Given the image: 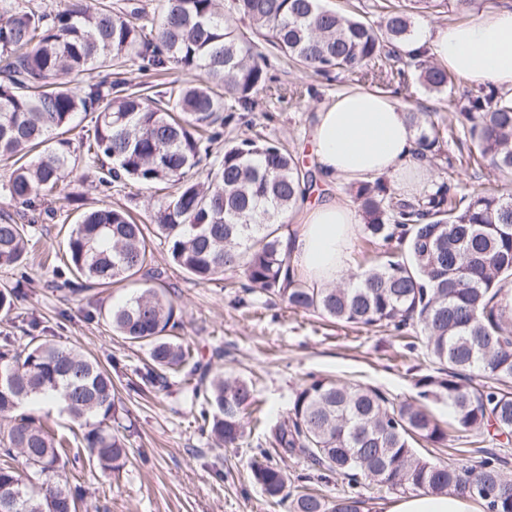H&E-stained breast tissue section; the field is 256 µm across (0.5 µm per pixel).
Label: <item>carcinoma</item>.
<instances>
[{
  "instance_id": "obj_1",
  "label": "carcinoma",
  "mask_w": 512,
  "mask_h": 512,
  "mask_svg": "<svg viewBox=\"0 0 512 512\" xmlns=\"http://www.w3.org/2000/svg\"><path fill=\"white\" fill-rule=\"evenodd\" d=\"M434 0H399L383 6L378 22L345 16L320 0H156L153 14L112 0H66L40 11L0 0V163L11 169L0 200V267H17L27 254L31 225L42 205L59 197L76 174L77 158L99 185L121 192L129 185L158 187L166 196L149 222L126 208L83 214L66 234L59 291L129 283L124 304L91 307L125 342L144 349L137 391L165 390L183 370L199 375L192 386L194 419L217 445L235 447L248 419L262 413L251 380L211 379L189 347L169 334L175 306L157 282L153 239L163 241L173 265L199 282L235 272L251 293L275 296L289 308L337 324L417 334L440 376L415 382L419 400H390L379 389L311 376L293 393L288 416L265 423L272 450H260L250 477L275 503L291 497V512H363L360 489L371 484L404 493H469L472 484L503 486L504 458L493 453L472 465L421 456L416 445L444 447L448 428L428 403L448 399L460 432L512 442V315L502 300L512 285V193L458 194L453 177L428 194L396 197L381 178L348 191L359 203L365 239L394 244L403 253L346 285L317 288L290 269L283 247L284 218L306 198L315 173L284 146L254 131L224 139L230 125L253 127L254 96L274 82L266 50L326 78L391 73L400 87L413 76L425 89L453 98L456 79L425 51L404 46L414 36L413 12ZM407 58L404 66L394 62ZM149 81L129 88V64ZM198 71L185 85L164 79L169 66ZM96 72L70 88L60 73ZM98 111L93 136L74 147L67 134L79 112ZM417 155L443 154L448 134L469 144L468 160L446 155L448 168L485 162L512 172V95L487 83L464 95L453 125L430 112H409ZM25 292L0 289L9 314ZM55 395L61 410L83 430L96 465L118 472L126 458L120 404L112 375L91 356L51 339L30 336L21 349L0 342V414L12 424L0 434V512H77L82 486L68 480L26 481L20 467L59 473L73 461L67 441L43 416L26 410L38 396ZM298 457L320 472L348 479L329 498L287 492L284 457ZM485 512H512V494H473Z\"/></svg>"
}]
</instances>
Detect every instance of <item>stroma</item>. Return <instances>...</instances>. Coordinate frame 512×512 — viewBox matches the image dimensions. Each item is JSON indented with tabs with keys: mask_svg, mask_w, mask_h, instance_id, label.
<instances>
[{
	"mask_svg": "<svg viewBox=\"0 0 512 512\" xmlns=\"http://www.w3.org/2000/svg\"><path fill=\"white\" fill-rule=\"evenodd\" d=\"M271 72L278 88L256 95L252 115L269 140L298 155L312 152L310 129L321 103L353 88L372 87L357 76L337 82L312 77L285 59L272 60ZM301 86L311 87V94L295 95ZM398 101L406 110L448 119L459 110L458 103L415 81L399 91ZM65 192V198L49 202V216L34 225L37 250L28 254L23 268H0V289L19 282L26 292L16 309L0 318V336L26 344L28 322L34 318L40 323L39 335L78 347L112 373L133 424L125 434L127 458L117 474L86 462L70 470V477L84 488L82 512H288L287 506L272 504L247 476L265 443L262 427L246 432L239 447L220 448L198 430L182 385L147 396L133 390L142 350L114 336L103 319L84 317L90 304L122 302L132 286L119 283L80 296L50 286L54 267L65 262L67 224L77 221L81 210L128 203L145 214L157 202L154 193L141 191L132 201L122 193L106 194L91 174L73 178ZM71 197L79 200L80 210H69ZM65 209L70 212L66 219L61 216ZM153 265L177 308L174 336L195 349L212 373L250 377L270 418L287 417L294 390L311 374L370 385L389 398L410 400L417 396L416 379L438 372L424 349L409 350L392 332L342 326L289 309L277 298L241 296L235 275H225L219 283L198 282L172 267L163 246H156Z\"/></svg>",
	"mask_w": 512,
	"mask_h": 512,
	"instance_id": "35a3bbf8",
	"label": "stroma"
}]
</instances>
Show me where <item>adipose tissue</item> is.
<instances>
[{
  "mask_svg": "<svg viewBox=\"0 0 512 512\" xmlns=\"http://www.w3.org/2000/svg\"><path fill=\"white\" fill-rule=\"evenodd\" d=\"M411 47L426 49L434 62L462 77L512 92V5L426 27ZM310 136L324 181L388 177L409 196L423 187L428 163L415 159V132L389 96L360 89L337 95L318 108ZM358 227L354 208L337 198L302 208L284 237L296 276L318 287L345 278ZM387 512H482V507L454 492L421 493L397 499Z\"/></svg>",
  "mask_w": 512,
  "mask_h": 512,
  "instance_id": "1",
  "label": "adipose tissue"
}]
</instances>
